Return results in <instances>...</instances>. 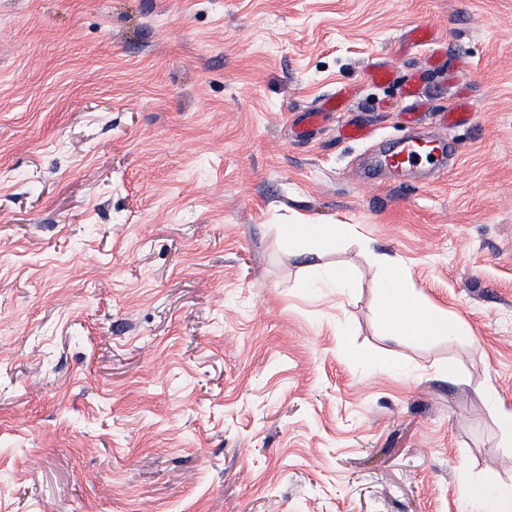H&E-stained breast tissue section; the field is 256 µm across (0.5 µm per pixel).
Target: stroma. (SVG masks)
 I'll use <instances>...</instances> for the list:
<instances>
[{
  "mask_svg": "<svg viewBox=\"0 0 512 512\" xmlns=\"http://www.w3.org/2000/svg\"><path fill=\"white\" fill-rule=\"evenodd\" d=\"M411 132L454 167L355 180ZM382 255L463 335L385 336ZM503 405L512 0H0V512H512ZM294 229L288 234V245L285 251L294 254L299 250L304 238L316 236L324 241H335L339 238H347L350 235L351 224H295Z\"/></svg>",
  "mask_w": 512,
  "mask_h": 512,
  "instance_id": "35a3bbf8",
  "label": "stroma"
}]
</instances>
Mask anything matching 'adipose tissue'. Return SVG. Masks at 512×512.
Returning a JSON list of instances; mask_svg holds the SVG:
<instances>
[{"label": "adipose tissue", "instance_id": "1", "mask_svg": "<svg viewBox=\"0 0 512 512\" xmlns=\"http://www.w3.org/2000/svg\"><path fill=\"white\" fill-rule=\"evenodd\" d=\"M385 268L382 318L389 335L396 338L420 336L447 338L462 333V324L454 316L422 304L417 293L401 285L400 268L392 259L382 258Z\"/></svg>", "mask_w": 512, "mask_h": 512}]
</instances>
